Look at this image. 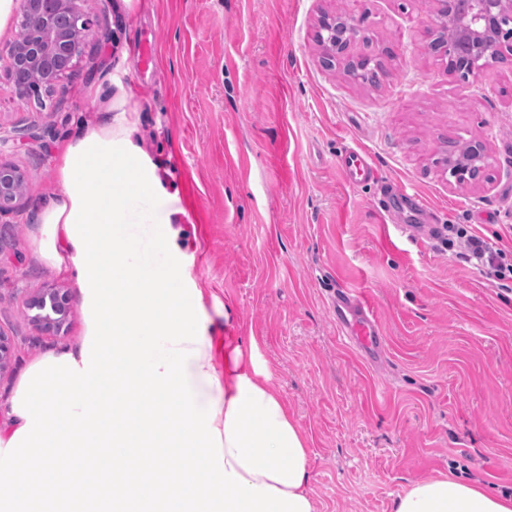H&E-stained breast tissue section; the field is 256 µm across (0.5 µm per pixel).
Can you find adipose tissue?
Returning a JSON list of instances; mask_svg holds the SVG:
<instances>
[{"mask_svg": "<svg viewBox=\"0 0 512 512\" xmlns=\"http://www.w3.org/2000/svg\"><path fill=\"white\" fill-rule=\"evenodd\" d=\"M133 91L117 85L107 119L81 128L50 161L61 189L42 213L54 259L87 314L79 347L23 374L0 430V504L74 512L112 457L113 512H317L310 453L269 370L206 332L198 289L176 259L177 191L134 140ZM80 449L82 482L56 451ZM179 456L180 468L167 465ZM392 512H512V495L451 477L414 482Z\"/></svg>", "mask_w": 512, "mask_h": 512, "instance_id": "ef3b65f1", "label": "adipose tissue"}]
</instances>
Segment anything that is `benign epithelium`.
<instances>
[{"label":"benign epithelium","mask_w":512,"mask_h":512,"mask_svg":"<svg viewBox=\"0 0 512 512\" xmlns=\"http://www.w3.org/2000/svg\"><path fill=\"white\" fill-rule=\"evenodd\" d=\"M20 31L10 53L8 72L19 97L53 89L74 65L96 20L81 7V0H20ZM455 36L447 37V30ZM430 51L446 61L448 71L463 77L480 73L509 54L512 56V0H435ZM318 39L327 66L339 61L347 77L363 82L379 66L377 56L355 53L353 47L368 37L357 22L343 14L324 12ZM448 166L461 181L479 183L488 168L481 142L464 144L448 155ZM24 175L15 165L0 161V221L11 216L24 198ZM32 320L46 333L59 332L68 320V294L57 289L33 297Z\"/></svg>","instance_id":"obj_1"}]
</instances>
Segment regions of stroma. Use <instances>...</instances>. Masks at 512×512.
<instances>
[{
    "instance_id": "1",
    "label": "stroma",
    "mask_w": 512,
    "mask_h": 512,
    "mask_svg": "<svg viewBox=\"0 0 512 512\" xmlns=\"http://www.w3.org/2000/svg\"><path fill=\"white\" fill-rule=\"evenodd\" d=\"M86 0L98 31L49 91L19 99L8 74L20 18L0 35V130L51 126L0 159L27 177L25 205L0 223V333L12 340L0 408L27 367L77 346L86 318L72 280L56 275L38 217L59 186L47 167L58 141L130 86L135 138L177 188L187 229L181 263L201 293L214 341L255 340L311 448L318 512H390L415 481L446 474L489 490L512 487V291L437 241L398 226L377 203L385 184L420 194L440 223L494 238L512 226V57L478 78L448 72L428 51L433 0H147L122 16ZM361 19L382 55L376 84L326 67L322 12ZM477 139L489 179L457 184L444 163ZM378 170L349 181L346 148ZM68 293L56 335L26 299ZM374 307L387 344L370 360L349 342L336 289Z\"/></svg>"
}]
</instances>
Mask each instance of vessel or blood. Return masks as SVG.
<instances>
[{"instance_id": "b4317fda", "label": "vessel or blood", "mask_w": 512, "mask_h": 512, "mask_svg": "<svg viewBox=\"0 0 512 512\" xmlns=\"http://www.w3.org/2000/svg\"><path fill=\"white\" fill-rule=\"evenodd\" d=\"M341 170L350 176L361 175L371 179L376 170L368 160L367 154L356 148H347L339 157ZM337 320L345 330L350 342L362 352L378 355L384 349L385 336L377 319V314L363 299L347 290H338L333 300Z\"/></svg>"}]
</instances>
